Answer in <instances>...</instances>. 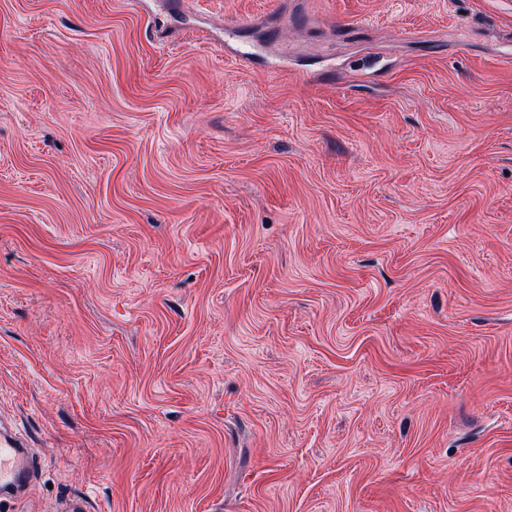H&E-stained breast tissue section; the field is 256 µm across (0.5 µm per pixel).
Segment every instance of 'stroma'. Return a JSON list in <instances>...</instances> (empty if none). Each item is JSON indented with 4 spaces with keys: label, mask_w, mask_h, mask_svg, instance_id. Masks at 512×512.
I'll list each match as a JSON object with an SVG mask.
<instances>
[{
    "label": "stroma",
    "mask_w": 512,
    "mask_h": 512,
    "mask_svg": "<svg viewBox=\"0 0 512 512\" xmlns=\"http://www.w3.org/2000/svg\"><path fill=\"white\" fill-rule=\"evenodd\" d=\"M166 2L0 0V512H512V0ZM36 465L23 448L13 440H0V503L18 498L25 493L35 478Z\"/></svg>",
    "instance_id": "stroma-1"
}]
</instances>
